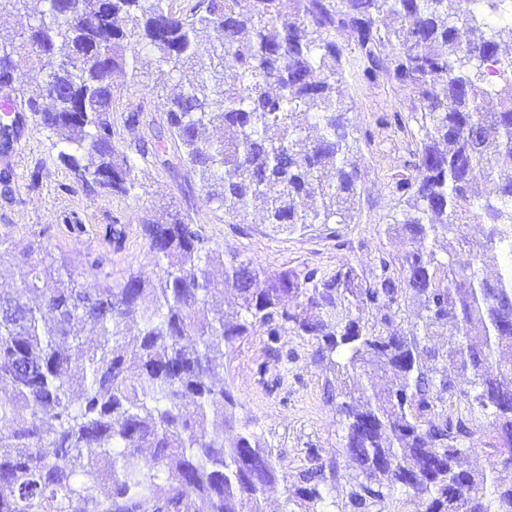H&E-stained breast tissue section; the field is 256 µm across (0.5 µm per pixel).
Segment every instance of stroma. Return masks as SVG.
<instances>
[{"label": "stroma", "instance_id": "obj_1", "mask_svg": "<svg viewBox=\"0 0 512 512\" xmlns=\"http://www.w3.org/2000/svg\"><path fill=\"white\" fill-rule=\"evenodd\" d=\"M336 41L343 49L347 117L363 188L353 223L315 224L290 234L276 233L262 224L257 203L232 220L204 202L188 169L174 175L145 161L138 165L136 196L86 192L60 159L62 143L30 115L21 142L8 157H0V170L12 174L10 194H0V235L41 240L52 254L64 257L75 278L90 288L97 275L84 263L89 253L109 255L108 270L116 277L154 271V257L140 231L141 219L170 204L202 224L213 244L239 252L257 266L270 270L310 266L330 272L348 263L364 278H373L381 261L396 263L406 248L386 227L400 217L393 179L414 161L410 131L391 122L393 113L405 111L411 91L389 76L367 80L355 42L344 32L337 33ZM183 80V75L164 74L142 63L136 72L114 74L112 91L123 105L143 96L165 95ZM36 169L42 178L34 187L29 174ZM116 216L126 229L118 248L108 242ZM280 344L291 352V359L273 362L267 338L259 332L240 338L227 350L224 381L235 395V413L250 420L261 443L277 450L287 477L307 467L312 448L318 449L323 461L337 462L339 477L330 485L328 498L344 503L356 467L343 448L335 407L327 401L325 381L331 373L312 360L315 340L288 334Z\"/></svg>", "mask_w": 512, "mask_h": 512}]
</instances>
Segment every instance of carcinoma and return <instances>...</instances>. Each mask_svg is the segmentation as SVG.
Segmentation results:
<instances>
[{
  "instance_id": "1",
  "label": "carcinoma",
  "mask_w": 512,
  "mask_h": 512,
  "mask_svg": "<svg viewBox=\"0 0 512 512\" xmlns=\"http://www.w3.org/2000/svg\"><path fill=\"white\" fill-rule=\"evenodd\" d=\"M58 2L0 0L25 21L11 48L0 45V87L24 91L12 56L26 55L38 92L22 105L64 143L76 181L124 197L138 188L137 162L113 145L112 76L136 68L146 45L157 67L195 78L162 103L180 154L166 155L161 134L136 154L170 172L186 164L233 220L262 201L275 233L349 224L359 209L335 38L348 32L366 79L390 73L413 92L415 162L394 178L402 219L386 227L409 247L370 281L349 265L270 271L164 207L142 221L150 275L116 279L106 256L89 255L100 277L86 288L60 258L30 266L22 291L0 292V512H264L287 477L250 422H237L221 374L226 350L257 331L278 360L282 334L312 338L313 362L347 378L326 383L358 469L346 512H375L396 493L416 512H512V262L483 274L512 258V56L502 53L512 0H78L67 16ZM148 111L143 99L127 104L126 127ZM24 132L19 115L1 123L0 152ZM487 182L493 198L480 191ZM471 223L483 242L462 263L454 244ZM41 250L0 238V277ZM224 292L240 307L235 322L213 302ZM406 299L413 321L400 319ZM87 323L91 345L80 341ZM448 323L456 334L437 348ZM375 369L391 375L382 389ZM477 446L500 461L463 464ZM308 456L294 502L329 512L338 467Z\"/></svg>"
}]
</instances>
